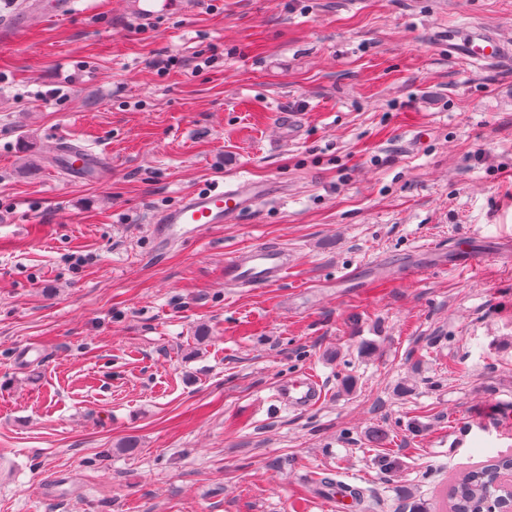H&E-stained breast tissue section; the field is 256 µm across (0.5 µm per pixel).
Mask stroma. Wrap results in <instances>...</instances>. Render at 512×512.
Segmentation results:
<instances>
[{"mask_svg": "<svg viewBox=\"0 0 512 512\" xmlns=\"http://www.w3.org/2000/svg\"><path fill=\"white\" fill-rule=\"evenodd\" d=\"M474 26L512 40V0H201L148 26L76 0L0 44V512H334L324 476L360 489L349 512H446L512 453V263L471 262L512 250V66L449 51ZM64 142L108 185L68 178ZM240 179L281 191L163 240L162 211ZM259 243L288 278L225 287ZM307 373L319 405L276 401ZM58 154L64 162L61 166L67 168L76 180H85L88 176H99L104 173V166L106 173L104 177L97 180H107L108 166L99 154L77 147H60ZM509 463L512 464V456L501 454L463 472L451 489V511L473 512L470 510L478 507L483 500L492 498V475L498 469L504 472Z\"/></svg>", "mask_w": 512, "mask_h": 512, "instance_id": "stroma-1", "label": "stroma"}]
</instances>
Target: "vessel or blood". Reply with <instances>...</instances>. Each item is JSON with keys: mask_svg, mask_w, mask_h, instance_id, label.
Wrapping results in <instances>:
<instances>
[{"mask_svg": "<svg viewBox=\"0 0 512 512\" xmlns=\"http://www.w3.org/2000/svg\"><path fill=\"white\" fill-rule=\"evenodd\" d=\"M73 0H29L32 14L61 17ZM198 0H125L127 17L140 25H149L163 17H181L193 12ZM464 54L488 63L500 62L512 49L503 37L475 28L461 40ZM58 154L75 179L103 174L105 161L97 153L77 147L59 148ZM269 184L243 181L228 186L215 185L185 194L158 218L168 238L189 240L214 224H226L258 201L269 197ZM294 266L291 254L282 247L260 244L239 252L224 263V282L235 288H264L285 280ZM276 396L294 409H305L322 399L319 380L311 374L281 382Z\"/></svg>", "mask_w": 512, "mask_h": 512, "instance_id": "1", "label": "vessel or blood"}]
</instances>
